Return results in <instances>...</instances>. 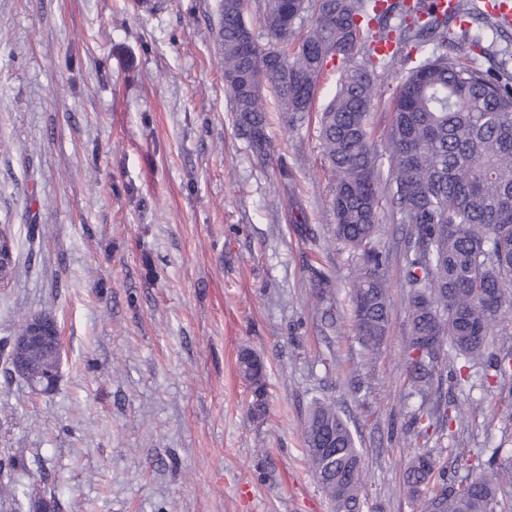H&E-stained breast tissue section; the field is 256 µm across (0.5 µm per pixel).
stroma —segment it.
Instances as JSON below:
<instances>
[{
	"instance_id": "stroma-1",
	"label": "stroma",
	"mask_w": 512,
	"mask_h": 512,
	"mask_svg": "<svg viewBox=\"0 0 512 512\" xmlns=\"http://www.w3.org/2000/svg\"><path fill=\"white\" fill-rule=\"evenodd\" d=\"M220 0H0V225L15 266L0 287V512H330L307 462L312 399L357 437L363 512H422L405 483L433 451L449 479L512 455V376L456 385L452 419L418 437L403 345L407 228L382 205L388 337L366 362L352 330L357 260L334 241L319 139L336 93L310 112L266 93L267 160L234 124ZM37 225L29 233V225ZM45 315L63 346L55 389L7 363L19 324ZM267 368L253 419L238 373ZM483 412L464 416L468 403ZM240 373L252 388V415L261 418L266 411V367L263 361L251 352L245 351L240 357Z\"/></svg>"
}]
</instances>
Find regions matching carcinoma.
<instances>
[{
	"label": "carcinoma",
	"mask_w": 512,
	"mask_h": 512,
	"mask_svg": "<svg viewBox=\"0 0 512 512\" xmlns=\"http://www.w3.org/2000/svg\"><path fill=\"white\" fill-rule=\"evenodd\" d=\"M427 0H265L259 19L265 42H243L245 0H224L220 36L224 83L238 129L266 157L270 88L285 111H310L317 82L338 60L336 95L321 118L323 155L334 179L336 242L359 253L353 283L352 330L373 357L386 339L390 288L380 274L382 251L374 234L382 200L393 221L409 226L406 283L412 295L404 356L411 388L428 397L444 347L471 369L481 366L492 384L512 370V352H486L493 335L511 336L501 324L512 296V51L482 69L448 56L469 38L466 3L455 15L439 14ZM391 41L395 49L378 53ZM399 76L394 119L385 138L388 169L372 148L368 118L381 84L378 72ZM31 373L48 379L55 357L28 350ZM240 373L252 388V415L266 411V367L245 351ZM448 403L432 401L415 415L427 439L449 425ZM310 468L333 512H361V453L334 405L313 400L304 429ZM411 492L435 484L425 507L434 512H496L512 500V458L489 460L478 477L448 481L431 451L407 464Z\"/></svg>",
	"instance_id": "carcinoma-1"
}]
</instances>
